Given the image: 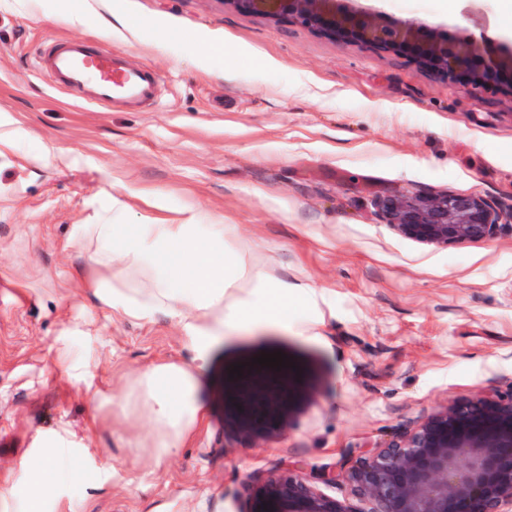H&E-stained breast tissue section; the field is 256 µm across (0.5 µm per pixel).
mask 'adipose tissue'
Instances as JSON below:
<instances>
[{
  "instance_id": "1",
  "label": "adipose tissue",
  "mask_w": 512,
  "mask_h": 512,
  "mask_svg": "<svg viewBox=\"0 0 512 512\" xmlns=\"http://www.w3.org/2000/svg\"><path fill=\"white\" fill-rule=\"evenodd\" d=\"M235 228L209 224L202 213L169 222L125 220V205L112 202V220L74 225L73 246L87 250L92 268H115L118 280L94 279L98 302L133 319L162 314L178 319L195 353V364H154L143 369L134 390L149 410L157 456L181 445L205 417L196 398L201 363L225 328L277 323L288 318L287 282L254 266L245 249L224 244ZM71 451L63 439L35 454L23 495L0 496V512H48V491Z\"/></svg>"
}]
</instances>
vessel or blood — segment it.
I'll return each mask as SVG.
<instances>
[{
	"label": "vessel or blood",
	"mask_w": 512,
	"mask_h": 512,
	"mask_svg": "<svg viewBox=\"0 0 512 512\" xmlns=\"http://www.w3.org/2000/svg\"><path fill=\"white\" fill-rule=\"evenodd\" d=\"M42 62L61 83L82 89L92 101L133 103L156 96L154 72L129 68L122 55L96 52L78 38L59 41Z\"/></svg>",
	"instance_id": "1"
}]
</instances>
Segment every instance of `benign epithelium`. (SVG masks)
Here are the masks:
<instances>
[{
  "label": "benign epithelium",
  "mask_w": 512,
  "mask_h": 512,
  "mask_svg": "<svg viewBox=\"0 0 512 512\" xmlns=\"http://www.w3.org/2000/svg\"><path fill=\"white\" fill-rule=\"evenodd\" d=\"M224 6L288 19L340 41L406 55L438 75L512 95V47L488 36L461 34L386 17L356 0H222ZM376 216L422 243L490 239L512 228V205L448 192H408L374 202ZM284 406L262 394V410L233 412L227 422L254 426ZM342 480L357 504L336 499L293 471L255 481L250 512H512V392L453 400L400 440L359 458L323 482Z\"/></svg>",
  "instance_id": "benign-epithelium-1"
}]
</instances>
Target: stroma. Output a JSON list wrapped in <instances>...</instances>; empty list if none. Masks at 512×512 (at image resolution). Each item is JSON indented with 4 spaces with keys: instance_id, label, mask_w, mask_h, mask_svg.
Listing matches in <instances>:
<instances>
[{
    "instance_id": "1",
    "label": "stroma",
    "mask_w": 512,
    "mask_h": 512,
    "mask_svg": "<svg viewBox=\"0 0 512 512\" xmlns=\"http://www.w3.org/2000/svg\"><path fill=\"white\" fill-rule=\"evenodd\" d=\"M359 2L458 31L481 17L512 45V0ZM69 37L156 72L155 99L101 106L57 83L42 52ZM0 136V492L60 435L61 512H249L261 475L318 480L448 401L512 390V232L421 243L372 207L445 190L512 204L511 96L222 0H0ZM116 196L134 223L192 209L236 225L233 245L300 289L287 325L215 341L206 419L164 458L130 391L194 352L167 316L101 307L69 244ZM276 352L303 395L259 428L228 426L231 370ZM111 390L130 397L102 404Z\"/></svg>"
}]
</instances>
